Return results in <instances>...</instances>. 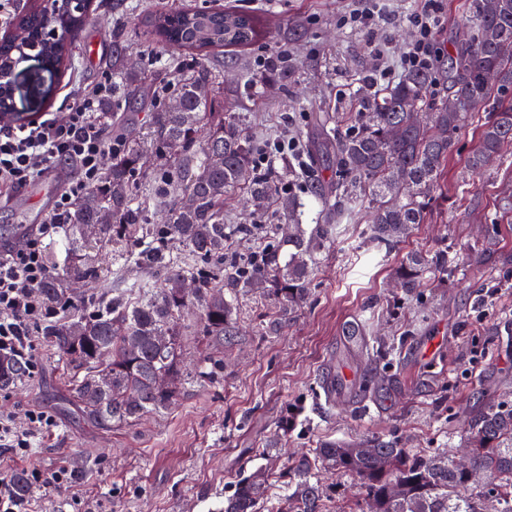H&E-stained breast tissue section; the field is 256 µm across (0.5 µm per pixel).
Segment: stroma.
<instances>
[{"label": "stroma", "mask_w": 512, "mask_h": 512, "mask_svg": "<svg viewBox=\"0 0 512 512\" xmlns=\"http://www.w3.org/2000/svg\"><path fill=\"white\" fill-rule=\"evenodd\" d=\"M236 2L93 0L71 68L53 74L34 56L16 66L13 124L68 111L84 87L111 70L116 24L125 28L129 63L160 79L169 53L147 37V17ZM244 2L260 15L263 39L245 49H215L195 64L223 70L219 111L243 117L264 142L309 140L319 117L348 111L378 62L401 74L399 59L415 37L408 16L420 6V0H385L384 19L361 28L343 22L348 0ZM468 3L443 0L432 97L446 91ZM283 46L294 72L253 96L249 80L265 74L263 59ZM480 132L477 117L459 132L441 178L443 194L404 241L374 246L362 218L339 225L307 300L280 333H262L268 311L258 295L241 296V329L224 341L221 376L186 387L165 412L112 431L87 425L64 401L70 377L57 353L38 346V370L0 390V412L21 420L42 411L54 427L29 457L13 458L0 447V476L61 465L73 472L71 486L32 489L33 512H217L243 473L262 471L268 498L276 500L286 488L283 461L314 458L325 441L399 439L423 453H457L474 411L491 400L512 405V145L470 172L467 158ZM332 174L331 161L323 160L281 190L299 197L312 219L320 205L310 186L327 184ZM73 176L64 165L21 192L1 194L0 243H11L18 225L46 222L57 189ZM439 249L456 257L453 273H427L410 293L400 288L396 271L406 256ZM352 321L366 322V347L343 336ZM340 367L354 384L325 403L323 383Z\"/></svg>", "instance_id": "35a3bbf8"}]
</instances>
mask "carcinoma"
I'll return each instance as SVG.
<instances>
[{
    "label": "carcinoma",
    "instance_id": "1",
    "mask_svg": "<svg viewBox=\"0 0 512 512\" xmlns=\"http://www.w3.org/2000/svg\"><path fill=\"white\" fill-rule=\"evenodd\" d=\"M470 15L460 20L462 38L455 65L448 70L447 93L429 96L433 72L404 71L385 87L367 80L355 96L354 111L323 123L318 151L334 157L335 178L320 196V222L303 227V206L280 194L285 178H297L293 166L257 167L263 144L236 117L212 111L224 85L219 69H183L171 65L169 78L152 95L148 123L121 135L102 179L73 207L49 217L65 229V255L39 288L42 304L60 311L41 327L42 342L56 350L70 371L68 401L91 426L112 430L131 426L147 414L168 409L184 385L212 381L223 362L211 355L194 371L182 369L185 328L224 344L238 328L242 292L259 289L274 313L268 331L278 333L308 293L319 255L338 225L362 210L371 213L369 240L392 246L431 213L442 193L440 177L461 128L484 113L479 145L468 167L481 169L512 140V0H470ZM85 19L78 0H37L21 6L16 31L0 39V71H11L29 52L57 68L70 63L71 48ZM150 27L160 40L203 55L224 46H246L260 35V16L249 6L235 10L194 8L152 15ZM127 44L112 51V78L122 95L112 101L121 111L143 92L146 76L125 65ZM288 51L269 60V72L288 78ZM243 192L260 214L275 211L276 224L224 223V198ZM171 200L168 218L151 220V207ZM294 231L280 237L282 225ZM266 238L254 255L232 251L234 240L256 231ZM114 251L118 269L128 265L160 271L163 279H137L107 301L77 298L70 283L97 280L104 272L94 257ZM448 253L412 255L397 271L401 287L412 292L428 272H446ZM193 287H184L185 283ZM112 376L99 384L100 373ZM27 377L24 362L0 353V389ZM472 472L456 467L446 452L424 454L396 441H327L314 461L301 459L287 468L288 493L270 512H323L324 471L350 477L369 512H484L492 500L496 512H512V407L483 406L465 432ZM487 482L470 492L473 475ZM268 497L260 472L241 476L219 512H263Z\"/></svg>",
    "mask_w": 512,
    "mask_h": 512
}]
</instances>
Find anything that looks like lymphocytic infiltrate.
<instances>
[{
  "label": "lymphocytic infiltrate",
  "mask_w": 512,
  "mask_h": 512,
  "mask_svg": "<svg viewBox=\"0 0 512 512\" xmlns=\"http://www.w3.org/2000/svg\"><path fill=\"white\" fill-rule=\"evenodd\" d=\"M443 10L442 0H423L409 16L415 39L401 57L404 68H435L438 55L433 34ZM112 108V75L101 78L73 103L63 117L49 116L26 124L0 129V193L14 192L45 176L60 164L75 168L76 175L58 191L54 209L68 211L104 171L113 143L106 136ZM59 230L55 224H36L20 246L0 251V353L11 352L36 369L38 354L31 339L35 326L51 318L38 290L49 276L47 237ZM46 413L30 412L26 427L11 414H0V447L25 455L39 434L52 426Z\"/></svg>",
  "instance_id": "lymphocytic-infiltrate-1"
}]
</instances>
